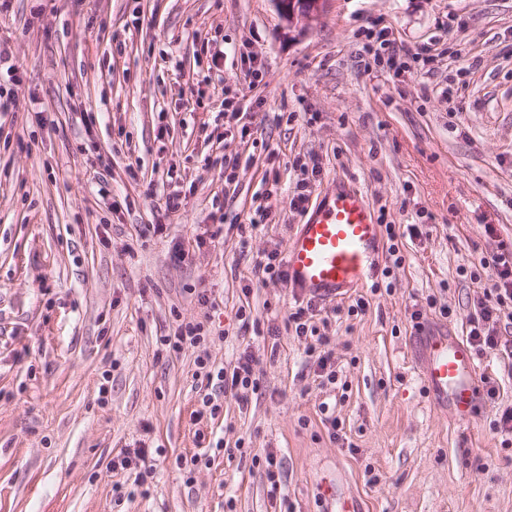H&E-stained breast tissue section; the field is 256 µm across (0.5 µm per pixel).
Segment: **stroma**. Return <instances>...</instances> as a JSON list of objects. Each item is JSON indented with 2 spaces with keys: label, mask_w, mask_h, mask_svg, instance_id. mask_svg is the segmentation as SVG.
Listing matches in <instances>:
<instances>
[{
  "label": "stroma",
  "mask_w": 512,
  "mask_h": 512,
  "mask_svg": "<svg viewBox=\"0 0 512 512\" xmlns=\"http://www.w3.org/2000/svg\"><path fill=\"white\" fill-rule=\"evenodd\" d=\"M384 27L399 56L431 47V67L375 62L365 35ZM0 48L22 77L0 76L16 98L0 112V512H321L340 468L365 512H512V433L496 427L512 349L479 354L498 397L461 423L430 406L414 343L467 336L492 284L480 260L512 242V0H327L300 36L273 0H0ZM339 178L379 223L420 233L399 238L390 290L316 302L324 386L287 325L306 298L252 267L303 222L298 182L314 204ZM203 320L223 339L161 346ZM245 353L260 389L204 415L197 357ZM143 445L144 477L113 469ZM269 451L274 497L252 463Z\"/></svg>",
  "instance_id": "obj_1"
}]
</instances>
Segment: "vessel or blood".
I'll return each mask as SVG.
<instances>
[{"label": "vessel or blood", "mask_w": 512, "mask_h": 512, "mask_svg": "<svg viewBox=\"0 0 512 512\" xmlns=\"http://www.w3.org/2000/svg\"><path fill=\"white\" fill-rule=\"evenodd\" d=\"M380 253V226L364 191L337 180L288 241V286L320 301L344 298L374 275ZM419 375L432 403L457 421L471 422L482 411L477 356L455 334L426 337ZM318 497L323 512H363L344 475L322 480Z\"/></svg>", "instance_id": "obj_1"}]
</instances>
